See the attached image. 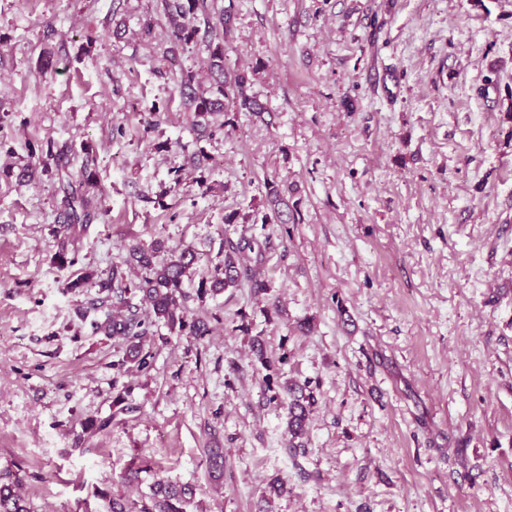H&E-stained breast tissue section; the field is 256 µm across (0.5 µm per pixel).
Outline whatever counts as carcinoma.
Masks as SVG:
<instances>
[{"mask_svg": "<svg viewBox=\"0 0 512 512\" xmlns=\"http://www.w3.org/2000/svg\"><path fill=\"white\" fill-rule=\"evenodd\" d=\"M163 12L171 26L174 43L177 46H202L208 52L211 82L204 94L195 92V73L180 70L179 85L185 104L194 113V125L205 128L209 117L218 111H226L232 106L238 111H263L259 101L247 94V75L237 72L230 75L224 66V41L232 23L230 11L221 14L217 23L210 19L208 0H162ZM96 187L95 174L83 167L80 170L71 192L65 196L64 223L59 225L57 234L63 236L60 250L56 253L60 266L74 265L76 258L67 256L68 231L78 224H90L95 218L91 210L90 189ZM267 197L273 205L274 217L279 223L281 212L277 205L286 203L284 193L273 182L266 186ZM238 214L224 215V260L214 266L207 278L199 282L198 295H218L228 288H237L240 282L248 280L254 294L267 292V284L251 265L252 260L263 256L262 243L255 235H247L250 228L237 225ZM239 233L238 240L230 237ZM165 252L164 242L153 241L150 245H132L128 248L127 262L138 269L136 279H128L119 271H112V281L97 280L95 271L87 269L76 279L67 282L68 288L112 289V311L102 322L94 323V330L103 331L109 336H119L128 342L125 357L113 363V368L121 370L132 363L140 371H148L152 365L151 355L143 352L142 341L152 335L153 328L163 324L170 332L186 334L197 340L210 335L211 327L203 319L187 320L182 313L184 278L198 261L197 252L186 247L171 251L167 257L158 259ZM255 257H250L251 253ZM287 397L288 447L295 450L305 447V423L311 412L314 399L308 384L290 383L285 388ZM23 477L20 470L11 468L0 470V512H30L25 499L20 494ZM195 489L189 484H180L168 479H158L150 486V492L141 503H130L121 496H111L105 489L96 491V497L106 501V512H191Z\"/></svg>", "mask_w": 512, "mask_h": 512, "instance_id": "1", "label": "carcinoma"}]
</instances>
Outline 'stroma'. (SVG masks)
<instances>
[{
  "label": "stroma",
  "mask_w": 512,
  "mask_h": 512,
  "mask_svg": "<svg viewBox=\"0 0 512 512\" xmlns=\"http://www.w3.org/2000/svg\"><path fill=\"white\" fill-rule=\"evenodd\" d=\"M213 3L265 112L202 132L160 0H0V468L31 512L159 478L200 512H512V0ZM88 159L99 217L62 268ZM268 181L298 215L256 232L267 293L198 297ZM156 239L197 251L184 306L212 332L158 326L150 372H121L104 293L66 284ZM290 379L315 399L297 451L271 398ZM71 192L67 193L63 201L64 204V224H59L57 234L63 239L60 242V250L55 254L60 266L74 265L77 261L75 257L67 256V246L69 242L68 231L75 228L76 224H91L95 218V212L91 210L92 197L88 196L90 189L96 187L95 174L88 171V163L80 170L75 184L71 183Z\"/></svg>",
  "instance_id": "1"
}]
</instances>
